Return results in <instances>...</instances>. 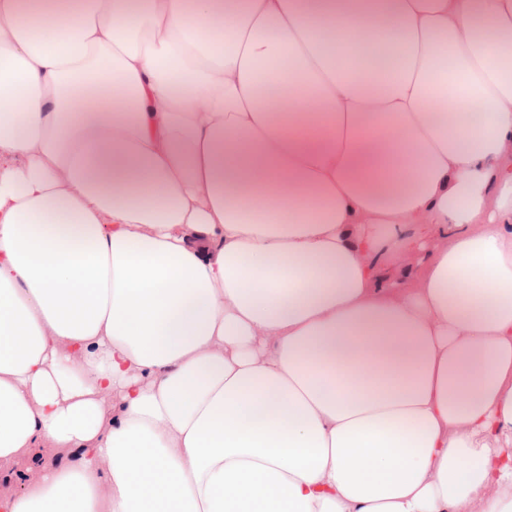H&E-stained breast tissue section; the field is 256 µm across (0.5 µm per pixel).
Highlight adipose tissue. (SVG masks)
<instances>
[{
  "label": "adipose tissue",
  "mask_w": 512,
  "mask_h": 512,
  "mask_svg": "<svg viewBox=\"0 0 512 512\" xmlns=\"http://www.w3.org/2000/svg\"><path fill=\"white\" fill-rule=\"evenodd\" d=\"M18 473L0 512H512V0H0Z\"/></svg>",
  "instance_id": "1"
}]
</instances>
